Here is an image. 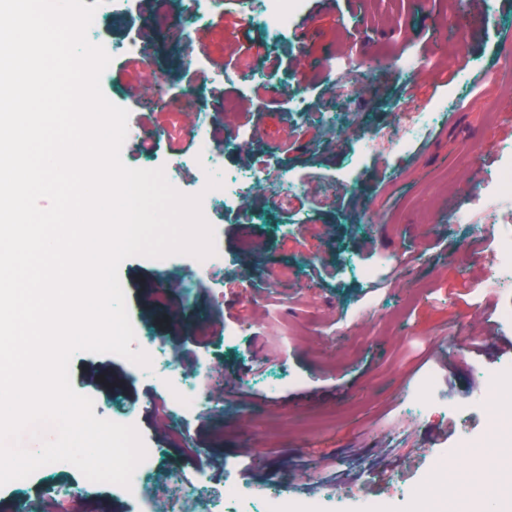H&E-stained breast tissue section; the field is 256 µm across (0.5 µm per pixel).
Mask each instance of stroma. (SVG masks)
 <instances>
[{
    "label": "stroma",
    "instance_id": "35a3bbf8",
    "mask_svg": "<svg viewBox=\"0 0 512 512\" xmlns=\"http://www.w3.org/2000/svg\"><path fill=\"white\" fill-rule=\"evenodd\" d=\"M174 0H130L121 20L104 18L92 43L112 52L100 79L105 97L134 110L141 66L161 72L177 98H164L134 124L121 159L163 170L195 195L203 176L186 145L192 119L213 147L214 170L255 169L289 178L285 193L259 191L240 205L216 204L207 221L225 262L196 269L188 255L134 256L118 268L131 350L143 368L114 353L74 354L73 388L96 416L127 420L155 449L150 484L192 489L193 512H209L233 480L251 512L267 495H333L330 512H354L360 498L388 512H417L438 477L431 457L447 442L483 436L503 401L475 393L512 365V271L495 288L483 279L492 241L472 204L512 144V6L506 0H306L301 20L316 28L273 38L243 36L239 0H224L216 24L177 28ZM148 56L123 52L130 42ZM201 54L198 64H186ZM350 54L363 66L344 82L330 64ZM433 68L403 81L397 59ZM285 64L274 67V58ZM269 73L248 80L247 63ZM466 90L453 113L443 101ZM423 112L435 118L404 153L366 156L356 190L338 175L360 137L397 130ZM158 142L141 152V140ZM380 267L367 283L351 263ZM293 276L279 277L281 267ZM188 380L212 400L177 415L166 384ZM433 400L420 408L419 392ZM494 453L499 479L475 478L478 451L452 455L460 472L452 512H512V432ZM254 479H245L244 466ZM83 496L71 499L70 488ZM111 485H88L58 462L0 488V512H139Z\"/></svg>",
    "mask_w": 512,
    "mask_h": 512
}]
</instances>
